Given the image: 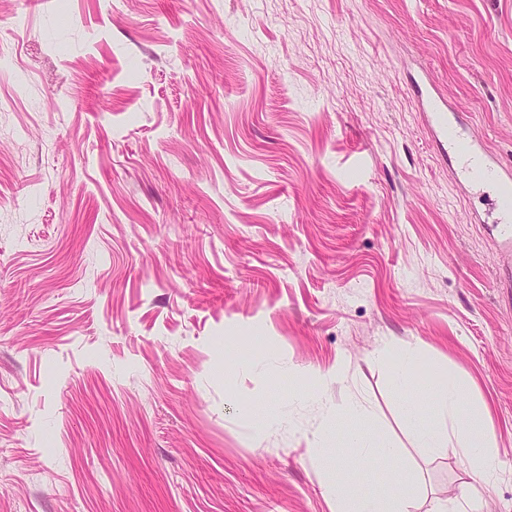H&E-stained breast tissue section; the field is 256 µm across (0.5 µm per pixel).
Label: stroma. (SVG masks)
<instances>
[{
	"instance_id": "1",
	"label": "stroma",
	"mask_w": 512,
	"mask_h": 512,
	"mask_svg": "<svg viewBox=\"0 0 512 512\" xmlns=\"http://www.w3.org/2000/svg\"><path fill=\"white\" fill-rule=\"evenodd\" d=\"M425 92L512 166V0H0V512H331L323 448L435 512L464 459L381 348L484 409L512 512V255ZM423 352L410 348L398 353L394 367V383L401 392L402 411L412 423L414 438L426 454H436L448 447L449 433L444 425L433 424L421 416L420 407L409 392L414 388L415 371L421 362ZM347 447L354 448L360 455H381L387 461L395 460L397 448L376 443L361 432L351 430L347 437Z\"/></svg>"
}]
</instances>
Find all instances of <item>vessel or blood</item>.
Wrapping results in <instances>:
<instances>
[{
	"mask_svg": "<svg viewBox=\"0 0 512 512\" xmlns=\"http://www.w3.org/2000/svg\"><path fill=\"white\" fill-rule=\"evenodd\" d=\"M424 110L436 142L447 144L464 180L486 195L503 245L512 244V169L484 152L480 139L461 128L446 105L426 100Z\"/></svg>",
	"mask_w": 512,
	"mask_h": 512,
	"instance_id": "vessel-or-blood-1",
	"label": "vessel or blood"
}]
</instances>
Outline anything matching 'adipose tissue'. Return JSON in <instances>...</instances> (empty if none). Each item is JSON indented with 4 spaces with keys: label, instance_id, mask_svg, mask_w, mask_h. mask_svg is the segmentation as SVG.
Here are the masks:
<instances>
[{
    "label": "adipose tissue",
    "instance_id": "ef3b65f1",
    "mask_svg": "<svg viewBox=\"0 0 512 512\" xmlns=\"http://www.w3.org/2000/svg\"><path fill=\"white\" fill-rule=\"evenodd\" d=\"M422 356L420 349L410 348L396 357L393 378L401 393L402 411L413 426L419 448L425 453H438L447 448L449 439L457 440L468 462L470 481L463 488L456 508L458 512H480L476 488L496 475V437L486 427L482 411L462 408L460 390L451 378L433 383L437 423H430L422 417L417 400L410 395ZM329 488L335 493L334 512H410L418 492L415 482L405 476L393 479L390 492L383 496H346L336 481L331 482Z\"/></svg>",
    "mask_w": 512,
    "mask_h": 512
}]
</instances>
